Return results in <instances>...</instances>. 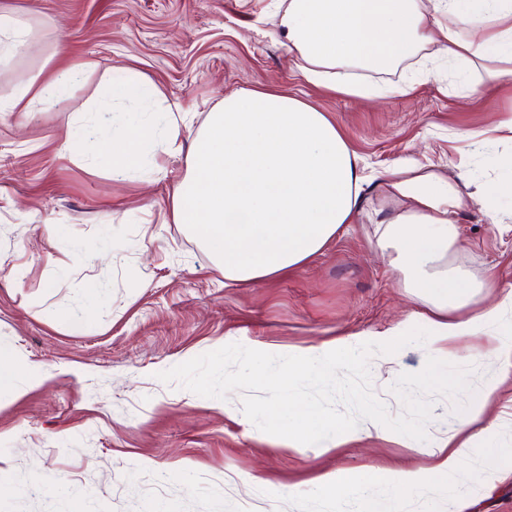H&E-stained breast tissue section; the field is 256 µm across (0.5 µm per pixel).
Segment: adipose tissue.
<instances>
[{"mask_svg": "<svg viewBox=\"0 0 512 512\" xmlns=\"http://www.w3.org/2000/svg\"><path fill=\"white\" fill-rule=\"evenodd\" d=\"M277 27L303 78L362 99L378 89L358 71L383 72L427 50L494 82L512 74V0H279ZM30 26L0 9V66L23 53ZM80 65L34 76L8 96L0 112L34 113L55 104L83 77ZM185 118L173 106L144 112L132 131L113 138V178L139 170L146 148L185 152V174L172 193L173 223L187 225L224 271L225 286L285 276L321 253L358 216L374 226L376 246L402 287L429 298L426 346L442 356L447 343L494 327V377L486 400L471 406L445 436L435 438L431 470L409 468L376 476L363 490L348 473L320 478L322 496L353 499L358 512H403L405 495L432 484L449 512H468V467L476 440L498 422L491 399L512 377V334L501 333L512 295L497 297L488 283L470 281L448 257L459 239L455 218L468 202L457 183L405 161L383 184L395 209L375 208L360 160L336 126L307 102L275 90H241L213 107L203 127L183 144ZM471 313L456 317L457 309Z\"/></svg>", "mask_w": 512, "mask_h": 512, "instance_id": "1", "label": "adipose tissue"}]
</instances>
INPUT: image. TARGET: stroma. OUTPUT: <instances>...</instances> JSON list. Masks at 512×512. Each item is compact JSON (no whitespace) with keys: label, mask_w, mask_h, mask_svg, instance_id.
<instances>
[{"label":"stroma","mask_w":512,"mask_h":512,"mask_svg":"<svg viewBox=\"0 0 512 512\" xmlns=\"http://www.w3.org/2000/svg\"><path fill=\"white\" fill-rule=\"evenodd\" d=\"M31 17L35 38L0 71V95L45 59L87 64L50 109L0 112V344L16 354L21 392L0 398V470L18 491L0 512H337L317 480L350 471L361 484L409 466L429 468L426 441L358 435L338 448H293L257 429L242 393L199 396L159 372L231 343L276 355L345 340H391L422 325L427 303L400 287L367 217L300 270L228 288L207 249L172 223L169 200L184 156L148 151L142 170L112 178L108 150L124 112L100 114L98 138L69 134L113 85L146 75L180 107L190 131L241 89L298 97L336 124L368 173L403 158L470 185L512 179V75L459 107L458 65L416 58L373 86L407 85L372 101L307 84L276 27L275 0H0ZM164 177H157V170ZM451 265L512 293V194L474 199L456 217ZM98 289L88 301V289ZM488 332L448 347L471 365L473 395L495 371ZM262 476L264 487L244 493ZM469 512H512V475L473 485Z\"/></svg>","instance_id":"stroma-1"}]
</instances>
